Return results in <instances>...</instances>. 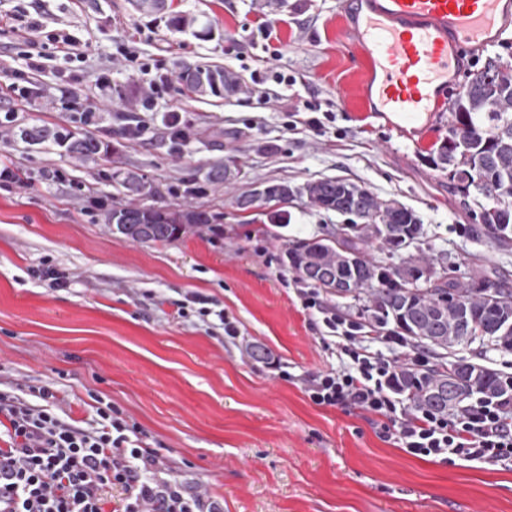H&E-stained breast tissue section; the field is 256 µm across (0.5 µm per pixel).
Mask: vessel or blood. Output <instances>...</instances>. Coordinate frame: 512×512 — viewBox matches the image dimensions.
Instances as JSON below:
<instances>
[{"label": "vessel or blood", "mask_w": 512, "mask_h": 512, "mask_svg": "<svg viewBox=\"0 0 512 512\" xmlns=\"http://www.w3.org/2000/svg\"><path fill=\"white\" fill-rule=\"evenodd\" d=\"M343 33L363 59L367 113L418 128L452 108L471 54L512 33V0H341Z\"/></svg>", "instance_id": "obj_1"}]
</instances>
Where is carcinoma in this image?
Here are the masks:
<instances>
[{
	"label": "carcinoma",
	"mask_w": 512,
	"mask_h": 512,
	"mask_svg": "<svg viewBox=\"0 0 512 512\" xmlns=\"http://www.w3.org/2000/svg\"><path fill=\"white\" fill-rule=\"evenodd\" d=\"M179 80L196 94L219 95L239 88L234 73L219 68L180 67ZM448 132L456 144L443 141L431 163L448 172L457 193L467 198L471 190L491 199L472 212L477 231L489 241L507 245L512 241V60L502 55L489 58L483 68L470 76L455 95ZM41 144L50 138L42 131L25 133ZM74 157L112 154V144L83 133L66 132L51 138ZM113 180L130 195L149 196L153 186L131 170H117ZM266 202L290 203L304 194L310 207L350 215L356 221L336 230L325 241L298 240L287 250L291 269L302 280L329 294L336 285L325 275L313 272V259L321 257L336 276L354 281L357 291L367 294L364 311L371 321L393 324L392 332L417 346L448 350L475 341L494 350L512 352V335L500 336L498 323L512 317V290L499 282L474 279L465 286L448 269V276L434 278L427 267L413 271L424 284L399 281L400 271L374 262L362 254L359 245L378 240L387 249L415 241L421 222L410 208L383 201L368 189L342 178H323L294 188L286 182L265 184ZM224 214L199 208L172 209L135 203L115 206L105 214V223L115 224L117 233L137 243L167 244L219 224ZM497 290L498 300L486 297V289ZM399 389L415 405L446 412L466 402L474 394L499 396L512 390V380L496 370L459 359L446 366L424 371L400 368L396 372Z\"/></svg>",
	"instance_id": "obj_1"
}]
</instances>
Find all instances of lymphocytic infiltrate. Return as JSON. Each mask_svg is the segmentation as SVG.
I'll return each mask as SVG.
<instances>
[{"label": "lymphocytic infiltrate", "instance_id": "lymphocytic-infiltrate-1", "mask_svg": "<svg viewBox=\"0 0 512 512\" xmlns=\"http://www.w3.org/2000/svg\"><path fill=\"white\" fill-rule=\"evenodd\" d=\"M304 309L320 314L335 368L307 375L303 384L319 406L378 416L381 437H397L404 451L454 465L460 461L512 467V405L479 396L441 415L408 406L392 382L393 363L372 342L405 346L404 337L380 332L327 307L314 287L298 289ZM39 400L0 391V512H107V489L118 486L117 512H224L199 487L165 472L155 449L143 447L137 424L111 404H100L88 425L62 418L50 387Z\"/></svg>", "mask_w": 512, "mask_h": 512}]
</instances>
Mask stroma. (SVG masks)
Listing matches in <instances>:
<instances>
[{"mask_svg":"<svg viewBox=\"0 0 512 512\" xmlns=\"http://www.w3.org/2000/svg\"><path fill=\"white\" fill-rule=\"evenodd\" d=\"M174 13L198 22L175 31ZM260 18L277 29L272 44L254 28ZM342 23L338 0H173L168 14L131 0H0V70L21 72L37 91L28 102L0 94V169L20 179L0 181V389L25 397L51 386L76 421L112 404L139 426L144 446L224 512H512V469L414 457L380 437L372 415L305 394L300 377L336 358L296 296L286 250L328 238L349 216L298 197L274 224L275 204L235 205L263 183L343 178L421 220L410 246L374 243L370 257L399 269L422 257L436 275L454 267L462 283L485 277L512 289V245L474 232L447 172L428 163L448 135L447 113L415 131L365 117L358 50ZM60 37L75 55L58 52ZM29 40L44 53L37 71L21 55ZM270 47L278 56L266 86L299 105L321 103L319 127L293 126L281 102L245 105L256 59ZM183 64L224 67L242 89L186 96ZM174 108L188 114L180 138L164 125ZM88 109L93 119L80 121ZM137 115L146 127L133 139L126 129ZM31 128L105 138L114 152L73 157L23 140ZM218 162L229 180L206 183ZM119 168L155 187L142 205L223 213L221 234L162 246L113 233L104 215L129 201L112 180ZM47 265L64 286L40 277ZM202 306L224 311L238 337L200 318ZM254 347L266 361L252 360Z\"/></svg>","mask_w":512,"mask_h":512,"instance_id":"1","label":"stroma"}]
</instances>
